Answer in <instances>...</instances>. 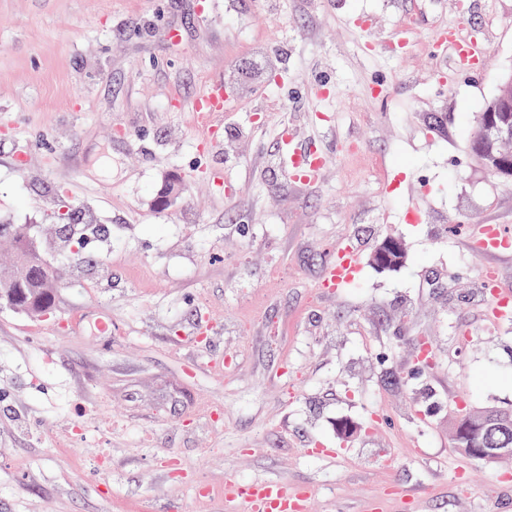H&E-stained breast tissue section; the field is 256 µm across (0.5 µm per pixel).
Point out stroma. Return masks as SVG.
I'll return each instance as SVG.
<instances>
[{
    "label": "stroma",
    "mask_w": 512,
    "mask_h": 512,
    "mask_svg": "<svg viewBox=\"0 0 512 512\" xmlns=\"http://www.w3.org/2000/svg\"><path fill=\"white\" fill-rule=\"evenodd\" d=\"M448 26L487 43L477 74ZM511 70L512 0H0V221L58 263L60 209L97 228L58 293L71 329L0 310V512H240L229 473L310 512H512V463L448 427L512 410V319L479 300L486 266L512 292V254L467 242L512 228V185L462 128ZM212 84L208 146L186 106ZM285 127L314 180L285 173ZM390 233L404 264L371 265ZM349 241L354 283L323 288ZM421 336L444 364L414 374ZM491 237V238H490ZM470 240L477 249L478 257L486 254L509 252L512 248V232L504 225H495L493 234L488 235V226L476 224L471 228ZM477 412L478 413L467 412L462 418H459L456 415L450 422L454 447H462L461 449L465 451L470 456L471 459L478 460L483 463L496 462L506 457H512V446L510 448L492 447L494 445L488 446L489 448L468 447V443L476 445L484 436V430L478 431L475 428V426L470 425L471 423L487 420L492 413H495L496 415H499V417L508 418L512 424L511 410L505 411L498 408L490 407L486 408L483 411ZM465 422L467 423L466 425L471 426L472 436L469 439V441L463 437L456 440L459 431L466 426L464 425Z\"/></svg>",
    "instance_id": "stroma-1"
}]
</instances>
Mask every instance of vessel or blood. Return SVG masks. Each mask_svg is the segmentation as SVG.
<instances>
[{
	"label": "vessel or blood",
	"instance_id": "1",
	"mask_svg": "<svg viewBox=\"0 0 512 512\" xmlns=\"http://www.w3.org/2000/svg\"><path fill=\"white\" fill-rule=\"evenodd\" d=\"M440 47H452L456 60H481L487 55V48L481 43L450 45L448 38H440ZM228 105V97L221 87L207 88L191 102L189 109L197 127L202 131L206 144H216L222 129V114ZM282 151L285 155L284 168L287 174L305 180L314 179L323 169L325 161L311 158L296 145L294 132L287 131L281 136ZM470 239L478 256L502 253L512 250V230L499 225L488 229L487 225L472 227ZM360 250L350 244L337 248L335 259L329 261L322 271L324 287L342 288L349 283L360 269ZM225 496L243 506V512H309L311 495L307 489L289 487L277 481H266L249 486L241 485L233 475L224 479Z\"/></svg>",
	"mask_w": 512,
	"mask_h": 512
}]
</instances>
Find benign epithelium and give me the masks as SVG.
Segmentation results:
<instances>
[{"label":"benign epithelium","instance_id":"1","mask_svg":"<svg viewBox=\"0 0 512 512\" xmlns=\"http://www.w3.org/2000/svg\"><path fill=\"white\" fill-rule=\"evenodd\" d=\"M512 76L504 79L498 87L496 98L479 113L481 137L472 145V152L481 166L491 174L507 182L512 180ZM404 247L400 238L388 236L382 243L377 257L380 268H395L402 262ZM20 273L0 269V307L14 308L11 300V288L21 281ZM437 363L436 355L425 339H420L414 365L426 369ZM465 452L474 460L483 463L496 462L512 457L510 448H467Z\"/></svg>","mask_w":512,"mask_h":512}]
</instances>
